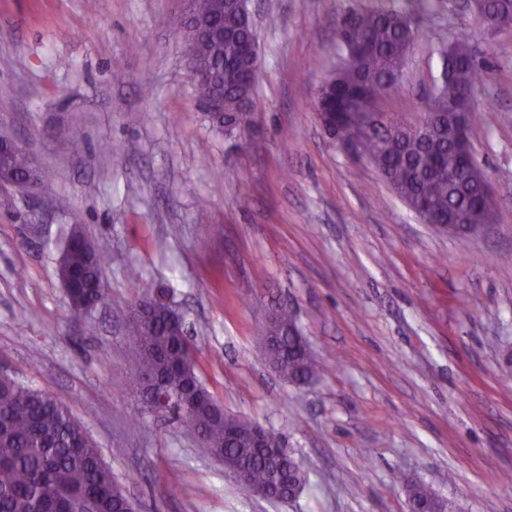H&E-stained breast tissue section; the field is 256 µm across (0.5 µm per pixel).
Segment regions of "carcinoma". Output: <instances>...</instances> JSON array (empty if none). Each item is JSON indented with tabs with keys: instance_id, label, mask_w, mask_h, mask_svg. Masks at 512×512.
<instances>
[{
	"instance_id": "carcinoma-1",
	"label": "carcinoma",
	"mask_w": 512,
	"mask_h": 512,
	"mask_svg": "<svg viewBox=\"0 0 512 512\" xmlns=\"http://www.w3.org/2000/svg\"><path fill=\"white\" fill-rule=\"evenodd\" d=\"M195 18L224 16V36H210L198 49L195 93L204 100L224 92L230 108L209 117L215 129L232 136L249 129L251 99L255 88L253 61L244 44L256 38L247 4L224 0H192ZM512 10V0H482L479 14L491 16ZM341 60L328 77L322 105L334 113L330 134L344 141L349 124L344 105L353 99L380 96L386 80L402 74L415 32L408 17L394 10L349 11L336 19ZM459 57L453 78L429 99L428 111L437 113L427 132L391 118V132L367 140L364 156L378 169L401 200L410 206H432L437 218L460 216L471 225L490 224L498 207L496 198L478 195L474 168L464 160L457 141L448 131V101L473 92L482 77L481 61L469 56V47L458 40L451 45ZM17 172L29 163L19 150L3 158ZM65 261L76 275L75 291L68 302L75 321L89 316V308L106 303L101 279L103 250L83 234H70L63 248ZM139 373H154L170 385L188 390L189 408H171L169 419L181 422L189 432L206 441L207 452L229 466L245 469L251 485L268 486L276 479L280 461L253 447L255 421L218 410L209 390L199 381L193 351L185 336L171 334L162 311L136 317L131 323ZM300 337H281L277 357L283 371L295 383L309 382L327 366L299 344ZM112 469L103 461L83 426L70 410L49 394L0 375V512H70L71 503L89 501L98 512H124V501ZM415 506H431L434 512H458L452 500L435 496L426 486L407 485Z\"/></svg>"
}]
</instances>
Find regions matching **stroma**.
<instances>
[{
	"label": "stroma",
	"instance_id": "35a3bbf8",
	"mask_svg": "<svg viewBox=\"0 0 512 512\" xmlns=\"http://www.w3.org/2000/svg\"><path fill=\"white\" fill-rule=\"evenodd\" d=\"M429 2L425 18L419 0H249L257 121L227 137L194 94L187 0H0V126L42 180L35 195L0 187V369L71 410L138 512H411L407 480L460 512H512V27L481 25L466 0ZM361 9L418 22L385 115L426 111L455 39L484 63L471 143L499 206L467 245L322 126L334 22ZM75 227L107 254L109 300L81 322L57 275ZM133 266L184 315L224 410L301 464L296 499L239 489L179 423H132ZM279 305L327 365L309 383L263 355Z\"/></svg>",
	"mask_w": 512,
	"mask_h": 512
}]
</instances>
